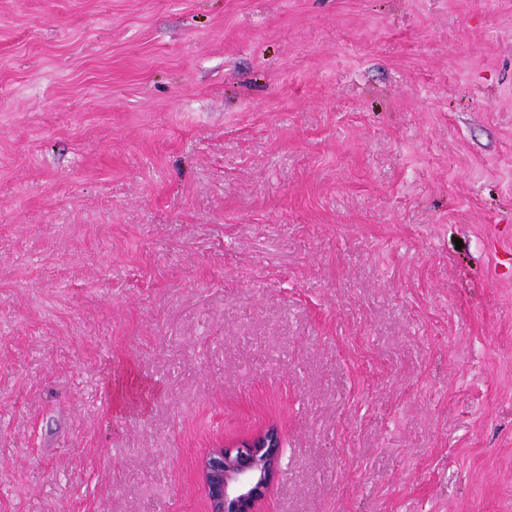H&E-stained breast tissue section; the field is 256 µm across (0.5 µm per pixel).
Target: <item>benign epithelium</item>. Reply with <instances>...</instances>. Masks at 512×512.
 <instances>
[{
  "instance_id": "1",
  "label": "benign epithelium",
  "mask_w": 512,
  "mask_h": 512,
  "mask_svg": "<svg viewBox=\"0 0 512 512\" xmlns=\"http://www.w3.org/2000/svg\"><path fill=\"white\" fill-rule=\"evenodd\" d=\"M282 454L274 428L209 449L201 460L208 512H261Z\"/></svg>"
}]
</instances>
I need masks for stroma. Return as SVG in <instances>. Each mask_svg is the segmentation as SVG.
<instances>
[{
  "label": "stroma",
  "mask_w": 512,
  "mask_h": 512,
  "mask_svg": "<svg viewBox=\"0 0 512 512\" xmlns=\"http://www.w3.org/2000/svg\"><path fill=\"white\" fill-rule=\"evenodd\" d=\"M512 512V0H0V512ZM282 454L275 428L209 449L200 466L208 512H261Z\"/></svg>",
  "instance_id": "obj_1"
}]
</instances>
